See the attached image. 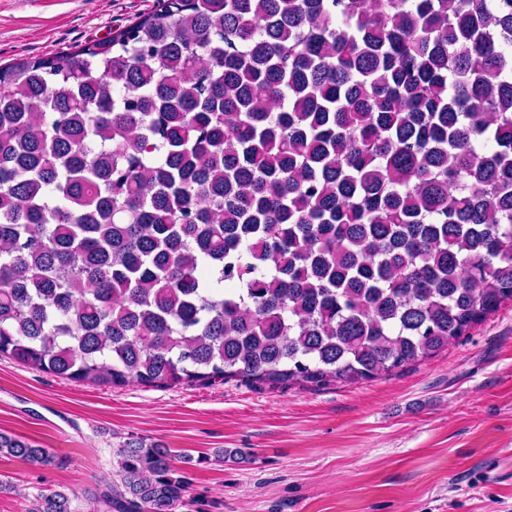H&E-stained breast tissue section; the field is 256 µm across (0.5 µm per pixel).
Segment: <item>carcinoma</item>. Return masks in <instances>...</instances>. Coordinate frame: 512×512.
I'll return each mask as SVG.
<instances>
[{
  "instance_id": "obj_1",
  "label": "carcinoma",
  "mask_w": 512,
  "mask_h": 512,
  "mask_svg": "<svg viewBox=\"0 0 512 512\" xmlns=\"http://www.w3.org/2000/svg\"><path fill=\"white\" fill-rule=\"evenodd\" d=\"M508 300L512 0H157L0 66V356L104 387H320ZM0 455L62 464L3 433ZM118 456L91 503L190 505L171 449Z\"/></svg>"
}]
</instances>
